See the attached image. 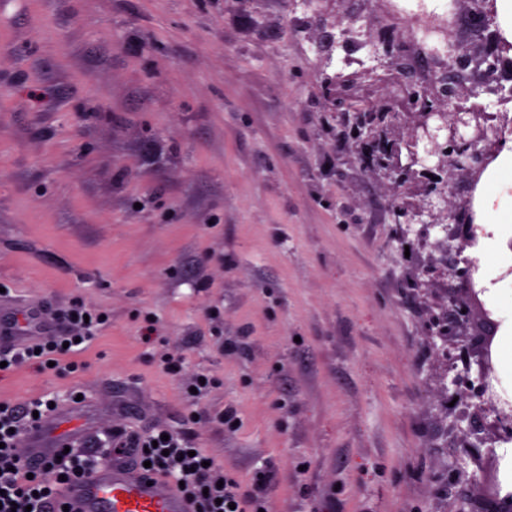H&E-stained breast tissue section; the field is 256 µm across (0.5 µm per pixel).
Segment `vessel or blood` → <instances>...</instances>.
<instances>
[{
	"instance_id": "b4317fda",
	"label": "vessel or blood",
	"mask_w": 512,
	"mask_h": 512,
	"mask_svg": "<svg viewBox=\"0 0 512 512\" xmlns=\"http://www.w3.org/2000/svg\"><path fill=\"white\" fill-rule=\"evenodd\" d=\"M63 500L69 512H192L191 504L167 481L118 462L68 486Z\"/></svg>"
}]
</instances>
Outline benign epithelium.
I'll return each instance as SVG.
<instances>
[{"label": "benign epithelium", "mask_w": 512, "mask_h": 512, "mask_svg": "<svg viewBox=\"0 0 512 512\" xmlns=\"http://www.w3.org/2000/svg\"><path fill=\"white\" fill-rule=\"evenodd\" d=\"M415 19L438 36L446 53L416 45L417 62L425 57L432 60L435 70L421 82L422 99L416 112H393L382 102L366 101L350 92L357 84L358 74L337 72L327 78V84L342 87L348 101L343 112L353 116V130L361 157L370 171L388 181L394 194L407 187L418 188L422 197L411 219L441 226L445 238L441 242L448 261V289L444 303L446 326L437 339L441 346L453 344L459 354L447 355L448 370L457 361L473 356L479 368L477 381L462 374L452 377L443 393L448 398L464 397L459 421L467 422L463 429L467 446L478 452L486 449L496 454L495 443L512 438V414L500 410L485 399L488 384L495 372L496 337L500 328L482 296L487 291L479 275L476 261L463 256L465 249L475 246L478 231L473 209L474 191L493 163L504 141V122L494 113L468 108L463 101H481L489 95L507 92L512 87L502 83L491 85L481 69L500 71V78H512V45L494 29L495 0H448V10L427 11L418 5ZM467 17L478 24L479 32L471 39L473 51L465 53L457 38L458 25ZM378 67L388 75L397 74V56L391 44H385L384 56H374ZM458 245H453V242ZM494 414L492 430L486 431L485 419ZM479 508L491 512H512V492L501 493L496 483L491 489V501L477 502Z\"/></svg>", "instance_id": "7a95c632"}]
</instances>
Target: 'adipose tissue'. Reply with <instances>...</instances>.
<instances>
[{"label":"adipose tissue","mask_w":512,"mask_h":512,"mask_svg":"<svg viewBox=\"0 0 512 512\" xmlns=\"http://www.w3.org/2000/svg\"><path fill=\"white\" fill-rule=\"evenodd\" d=\"M480 195L478 221L482 224L512 223V141L507 142L486 173Z\"/></svg>","instance_id":"ef3b65f1"}]
</instances>
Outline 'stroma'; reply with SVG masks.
Returning <instances> with one entry per match:
<instances>
[{
  "label": "stroma",
  "instance_id": "35a3bbf8",
  "mask_svg": "<svg viewBox=\"0 0 512 512\" xmlns=\"http://www.w3.org/2000/svg\"><path fill=\"white\" fill-rule=\"evenodd\" d=\"M387 8L0 0V330L105 318L59 369L0 374V402L55 399L46 440L74 428L98 465L113 429L180 434L269 476V512H465L493 469L512 491V441L468 456L442 394L443 234L357 160L320 73L368 68ZM511 238H478L486 305Z\"/></svg>",
  "mask_w": 512,
  "mask_h": 512
}]
</instances>
